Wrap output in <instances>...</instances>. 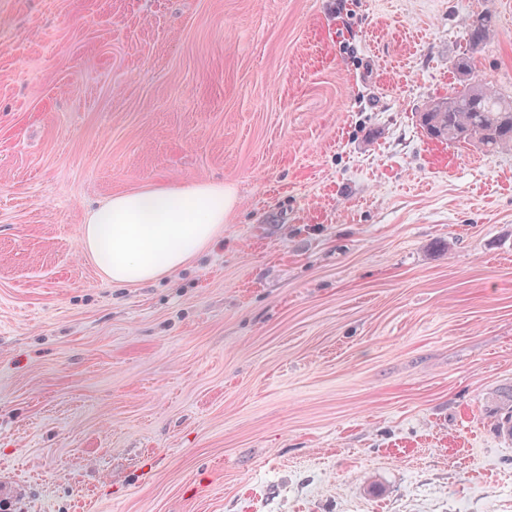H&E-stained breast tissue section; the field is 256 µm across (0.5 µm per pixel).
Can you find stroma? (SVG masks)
Returning a JSON list of instances; mask_svg holds the SVG:
<instances>
[{
	"label": "stroma",
	"mask_w": 512,
	"mask_h": 512,
	"mask_svg": "<svg viewBox=\"0 0 512 512\" xmlns=\"http://www.w3.org/2000/svg\"><path fill=\"white\" fill-rule=\"evenodd\" d=\"M474 81L512 0H0V512H512V151L418 121ZM195 182L106 283L86 211ZM494 32V20L491 14H483L471 20L468 26L469 53L463 54L456 64L457 69L465 67L467 71L472 69L473 54L477 53L491 40ZM471 54V55H470ZM234 204L232 188L208 182L115 194L87 213L82 247L108 282L146 283L211 243Z\"/></svg>",
	"instance_id": "35a3bbf8"
}]
</instances>
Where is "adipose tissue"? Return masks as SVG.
Segmentation results:
<instances>
[{
    "mask_svg": "<svg viewBox=\"0 0 512 512\" xmlns=\"http://www.w3.org/2000/svg\"><path fill=\"white\" fill-rule=\"evenodd\" d=\"M234 204L232 188L208 182L115 194L87 213L82 247L108 282L146 283L211 243Z\"/></svg>",
    "mask_w": 512,
    "mask_h": 512,
    "instance_id": "adipose-tissue-1",
    "label": "adipose tissue"
}]
</instances>
